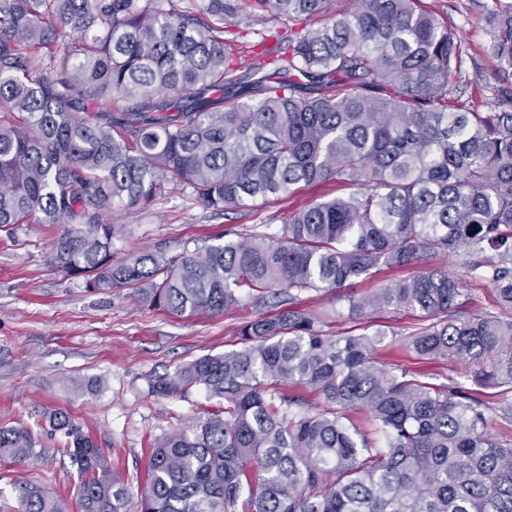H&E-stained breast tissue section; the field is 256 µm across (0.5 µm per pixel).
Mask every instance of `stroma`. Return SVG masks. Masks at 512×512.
Returning a JSON list of instances; mask_svg holds the SVG:
<instances>
[{
    "label": "stroma",
    "mask_w": 512,
    "mask_h": 512,
    "mask_svg": "<svg viewBox=\"0 0 512 512\" xmlns=\"http://www.w3.org/2000/svg\"><path fill=\"white\" fill-rule=\"evenodd\" d=\"M447 20L461 41L462 70L469 94L492 95L512 88L490 50L488 17L495 0H422ZM331 183L300 188L290 199H272L223 214L199 205L188 189L169 187L146 209L117 205L111 223L124 226L115 259L142 249L167 256L213 242L231 230L242 235L281 233L289 210L341 195ZM63 224L32 218L12 231L0 230V426L34 429L36 445L20 462L0 460V512H16L17 488L38 486L61 496L79 512L81 475L62 454V433L47 428L52 413L67 412L100 445L113 474L130 486L144 484L153 444L163 434L205 418L217 401L198 388L161 398L149 391L153 376L207 354L238 349V329L260 314L250 297L215 315L176 316L137 300L133 290L112 293L87 288L81 276L51 264ZM413 268L381 267L369 279L349 281L339 291H314L304 306L325 316L331 331L353 327L347 298L413 275ZM417 318L410 312L381 313L371 323L385 337L374 352L384 366L416 367L405 333Z\"/></svg>",
    "instance_id": "1"
}]
</instances>
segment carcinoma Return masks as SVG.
<instances>
[{
	"instance_id": "obj_1",
	"label": "carcinoma",
	"mask_w": 512,
	"mask_h": 512,
	"mask_svg": "<svg viewBox=\"0 0 512 512\" xmlns=\"http://www.w3.org/2000/svg\"><path fill=\"white\" fill-rule=\"evenodd\" d=\"M331 2L0 0V228L71 219L52 266L177 316L229 311L243 293L280 300L242 323L239 349L150 381L219 406L155 441L137 512H512V447L487 432L488 411L512 418V93L461 95L462 44L420 0ZM268 14L282 27L241 63L238 39ZM489 24L506 73L512 3ZM326 182L349 193L293 211L279 235L114 260L116 203L147 208L172 184L229 213ZM428 256L455 258L494 309L464 311V283L435 267L348 296V317L415 313L407 349L466 361L469 387L381 366V331L331 334L301 306ZM49 424L84 475L82 512H127L130 487L97 443L66 413ZM34 446L28 428L0 427L1 458ZM18 512L67 509L26 484Z\"/></svg>"
}]
</instances>
